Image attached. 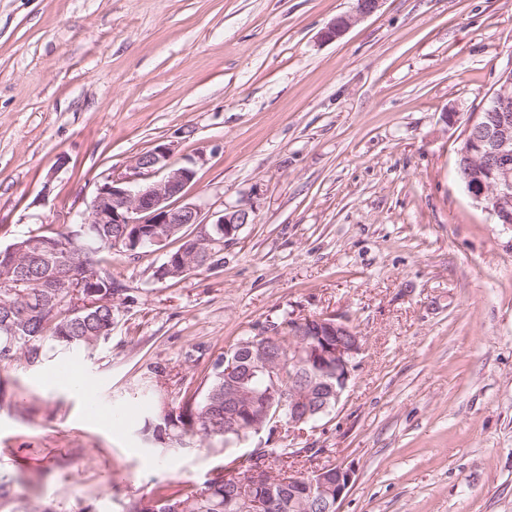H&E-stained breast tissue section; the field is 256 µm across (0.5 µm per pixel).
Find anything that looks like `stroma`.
<instances>
[{
	"instance_id": "1",
	"label": "stroma",
	"mask_w": 512,
	"mask_h": 512,
	"mask_svg": "<svg viewBox=\"0 0 512 512\" xmlns=\"http://www.w3.org/2000/svg\"><path fill=\"white\" fill-rule=\"evenodd\" d=\"M0 0V247L75 222L98 183L174 148L206 212L249 204L223 265L152 277L165 249L102 251L111 339L0 367V472L55 512H121L200 486L220 441L155 450L158 396L284 313L364 341L329 415L235 445L300 449L290 473L355 472L340 512H512V228L456 151L512 66V0ZM455 113L447 122L446 113ZM78 365L108 420L55 383ZM381 0H355L352 14L340 16L332 22L323 32V37L333 40L341 36L353 23L354 20L368 16L375 12Z\"/></svg>"
}]
</instances>
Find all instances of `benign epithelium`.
<instances>
[{"label": "benign epithelium", "instance_id": "7a95c632", "mask_svg": "<svg viewBox=\"0 0 512 512\" xmlns=\"http://www.w3.org/2000/svg\"><path fill=\"white\" fill-rule=\"evenodd\" d=\"M379 4L380 0H355L353 12L336 18L323 37L341 36L354 20L372 14ZM498 84L492 99L495 121L489 125L476 115L458 153L479 169L465 178L471 198L497 223L512 227V66L500 74ZM171 153V145H158L138 154L125 169L111 172L97 185L81 223L146 225L154 246L171 236L169 225L192 224L197 251L211 244L208 225H224L228 240L251 222L252 208L246 204L204 215L200 204L186 198L195 169L173 167ZM276 336L277 330L269 327L236 344L241 358H224V435L240 429L239 412L245 409H260L254 423L259 428L272 408H288L290 432L329 413L339 405L364 351L362 336L340 314L292 318L286 355L275 350ZM353 483L354 471L343 465L288 475L293 501L304 512L314 503L325 507L324 512H339L338 504Z\"/></svg>", "mask_w": 512, "mask_h": 512}]
</instances>
